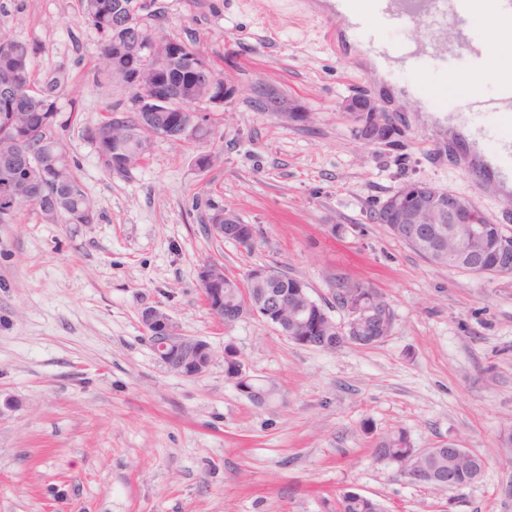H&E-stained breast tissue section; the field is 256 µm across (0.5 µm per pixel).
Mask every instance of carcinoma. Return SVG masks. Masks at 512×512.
Wrapping results in <instances>:
<instances>
[{
	"instance_id": "cac0c4a2",
	"label": "carcinoma",
	"mask_w": 512,
	"mask_h": 512,
	"mask_svg": "<svg viewBox=\"0 0 512 512\" xmlns=\"http://www.w3.org/2000/svg\"><path fill=\"white\" fill-rule=\"evenodd\" d=\"M82 16L99 33L100 56L105 59V77L127 87V75L138 66L158 70L171 85L179 90L174 105L193 107L205 113L199 124L197 137L190 141L195 145L214 134L205 104L213 98L209 79L223 81L221 74L213 70L207 56L188 45L178 61H169L161 54L160 46L168 40L158 28L141 22V0H81ZM35 47L21 39H0V224H10L27 207L43 211L47 204L58 212L61 224H92L95 212L81 184L80 178L69 160V148L52 133L56 120V100L59 90L67 83L63 73H56L36 82L33 62ZM26 98L24 111H16L13 97ZM120 114L123 126L111 129V119ZM160 136L179 140L176 130L169 128L155 113L150 120L129 103L116 102L108 107L106 116L88 130V137L95 145L98 159L106 171L125 174L144 163L147 153L142 149L143 141ZM400 213L394 211L382 220L383 226L394 238L407 244L421 257L438 267L462 270L465 254L455 250L456 239L475 227L479 231L476 248L488 265L497 262L503 242L512 245V233L501 225L490 223L480 208L469 203L463 210L461 220L447 219L442 224H431V231L422 241L409 240L399 224ZM273 288L288 294V312L279 321L285 328V336H300L316 349L334 350L341 347L342 325L336 323L327 312L331 306L341 311L353 303L363 301L374 312L388 313V321L376 333L368 327L350 331L357 346L367 348L384 342V337L393 331L394 312L387 300L369 284L336 276L330 288L329 306L311 298L308 286L301 279L288 277V285L261 284L224 276V306L239 309L244 317L252 311L243 306V292H259V288ZM243 366L238 353L224 347V373L235 388L254 386L266 395L273 389L254 381H235L238 368ZM408 436L398 431L377 438L373 456L384 457L399 464L416 455ZM424 465L433 472L453 471L457 487L473 483V475L467 463L448 455V448L438 446L424 456ZM337 512H385L376 499L347 489L338 496Z\"/></svg>"
}]
</instances>
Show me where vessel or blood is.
<instances>
[{
  "label": "vessel or blood",
  "mask_w": 512,
  "mask_h": 512,
  "mask_svg": "<svg viewBox=\"0 0 512 512\" xmlns=\"http://www.w3.org/2000/svg\"><path fill=\"white\" fill-rule=\"evenodd\" d=\"M492 4L501 23L512 28V0H314L313 6L328 24H337L361 33L363 42L358 57L383 68L393 64L408 71L433 65L448 73L482 69L486 57L472 35L474 15L485 4ZM428 24L434 37L424 42L405 41L395 45L382 34L389 29H409ZM456 30V42H449V30ZM449 112H468L471 121L470 149L481 154L491 147L488 160L495 182L501 189L512 187V139H500L498 123L512 118V73L502 74L494 94H473L449 104ZM495 115L496 123L485 120Z\"/></svg>",
  "instance_id": "obj_1"
}]
</instances>
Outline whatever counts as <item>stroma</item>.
<instances>
[{"mask_svg":"<svg viewBox=\"0 0 512 512\" xmlns=\"http://www.w3.org/2000/svg\"><path fill=\"white\" fill-rule=\"evenodd\" d=\"M167 36L208 56L230 95L210 104L213 139L189 149L155 140L146 162L108 173L87 136L124 93L101 73L99 35L80 0H0V37L37 47L35 76L62 71L54 131L97 219L49 224L33 209L0 224V512H336L347 487L387 512H512V465L498 436L512 425V277L434 266L371 213L421 182L478 198L489 222L512 199L478 189L448 156L441 108L491 93L494 64L441 76L382 77L358 65L354 38H324L305 0H154ZM263 86L311 112L309 126L261 111ZM365 93L400 136L370 143L342 109ZM212 163L198 169L195 157ZM257 231L248 250L214 238L212 209ZM244 278L273 266L318 302L342 274L370 283L396 315L369 348L300 346L255 316L218 324L197 269ZM170 314L215 359L196 379L170 372L141 327ZM235 347L251 378L273 384L252 403L224 376ZM415 447L453 438L482 454L483 476L459 489L417 486L373 462L375 437Z\"/></svg>","mask_w":512,"mask_h":512,"instance_id":"1","label":"stroma"}]
</instances>
